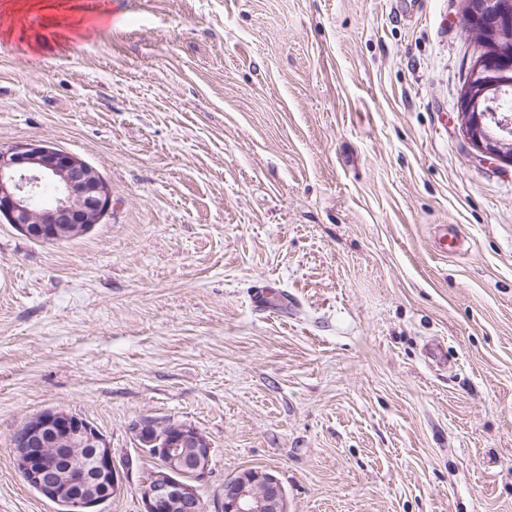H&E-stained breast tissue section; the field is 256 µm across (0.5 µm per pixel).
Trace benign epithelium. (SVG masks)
<instances>
[{"label": "benign epithelium", "mask_w": 512, "mask_h": 512, "mask_svg": "<svg viewBox=\"0 0 512 512\" xmlns=\"http://www.w3.org/2000/svg\"><path fill=\"white\" fill-rule=\"evenodd\" d=\"M464 13L482 33L483 51L468 71L458 117L466 141L482 155L512 165V115L497 112L491 92L507 83L512 55L496 46L512 30V0H464ZM112 204L99 172L78 156L42 143L0 149V216L28 238L53 242L90 230ZM137 448L159 460L140 483L142 512H188L210 471L211 443L196 426L142 416L129 425ZM26 481L73 512H97L102 482L119 493L134 463L117 464L107 438L83 417L48 409L27 419L16 439ZM215 512H287L280 481L265 469H245L224 489Z\"/></svg>", "instance_id": "benign-epithelium-1"}]
</instances>
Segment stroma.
<instances>
[{"mask_svg": "<svg viewBox=\"0 0 512 512\" xmlns=\"http://www.w3.org/2000/svg\"><path fill=\"white\" fill-rule=\"evenodd\" d=\"M463 8L0 0V149L112 194L67 242L0 218V512H57L13 444L50 408L119 460L195 425L208 503L262 468L288 512H512V167L459 129Z\"/></svg>", "mask_w": 512, "mask_h": 512, "instance_id": "1", "label": "stroma"}]
</instances>
